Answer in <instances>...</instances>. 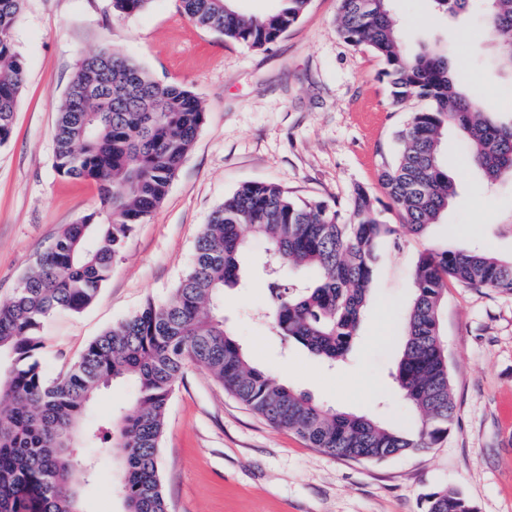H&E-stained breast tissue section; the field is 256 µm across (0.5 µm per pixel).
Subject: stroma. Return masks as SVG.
Masks as SVG:
<instances>
[{"label":"stroma","instance_id":"35a3bbf8","mask_svg":"<svg viewBox=\"0 0 512 512\" xmlns=\"http://www.w3.org/2000/svg\"><path fill=\"white\" fill-rule=\"evenodd\" d=\"M391 9L407 52L447 55L462 87L478 81L497 118H512V73L498 69L481 33L487 16L471 7L440 15L430 0H391ZM338 12L339 0H310L297 24L267 49L253 50L190 21L177 0H151L122 18L112 0H25L14 39L27 80L13 135L0 146V300L65 225L96 206L94 183L54 168L58 108L84 57L118 51L156 81L186 86L205 112L166 198L135 226L93 303L46 319L39 362L47 377L64 373L89 342L147 303L166 301L189 269L211 211L244 183L273 182L295 199L341 211L362 187L382 219L397 224L379 174L397 154V131L424 103L393 104L383 61L344 40ZM461 152L460 134L449 129L442 157L456 194L426 235L383 238L359 336L339 366L272 328L264 315L266 244L251 241L246 277L224 291V325L255 366L314 402L413 425L391 374L419 256L481 245L512 257V181L487 189ZM441 333L455 402L448 435L433 448L381 461L311 447L239 403L206 370L187 367L159 451L171 512H426L427 496L448 488L477 512H512V293L449 284ZM95 464L81 512H124L111 490L115 462L99 455Z\"/></svg>","mask_w":512,"mask_h":512}]
</instances>
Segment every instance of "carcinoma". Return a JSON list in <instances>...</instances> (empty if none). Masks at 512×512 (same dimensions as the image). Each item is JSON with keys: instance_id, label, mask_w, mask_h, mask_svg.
<instances>
[{"instance_id": "obj_1", "label": "carcinoma", "mask_w": 512, "mask_h": 512, "mask_svg": "<svg viewBox=\"0 0 512 512\" xmlns=\"http://www.w3.org/2000/svg\"><path fill=\"white\" fill-rule=\"evenodd\" d=\"M151 0H112L118 16ZM310 0H276L273 10L247 15L235 0H179L194 23L224 39L262 50L294 26ZM390 0H340L339 29L356 47L384 61L393 103L416 96L429 105L398 131L403 144L381 185L401 218L381 223L375 200L359 187L350 218L319 202L297 201L274 183L251 182L224 197L209 215L192 264L170 298L148 303L96 337L69 370L44 375L36 355L45 320L79 313L98 295L137 224L165 199L205 120L197 96L161 84L117 51L82 60L58 110L54 166L91 180L98 206L66 225L34 261L11 298L0 303V512H80L83 487L95 478L96 448L120 461L126 512H170L158 467L164 414L178 380L194 365L207 370L244 406L311 447L358 461H380L431 448L447 437L455 404L441 336L440 308L448 281L465 288L512 293V259L488 249L422 253L413 271L414 300L393 380L398 397L418 415L415 428L384 426L366 416L325 408L273 382L252 365L224 327V288L245 272L249 240L269 242L270 304L265 316L287 341L334 365L358 336L370 296L379 240L396 229L421 236L456 193L442 162L441 139L452 125L470 163L493 183L512 179V121L502 122L480 98L465 93L448 57L404 51ZM454 14L471 0H432ZM23 0H0V145L13 132L25 66L13 26ZM501 65L512 71V0H480ZM309 267L317 279L284 282L283 272ZM117 380L135 388L131 406L104 423L82 424L97 392ZM427 512H475L458 491L428 497Z\"/></svg>"}]
</instances>
